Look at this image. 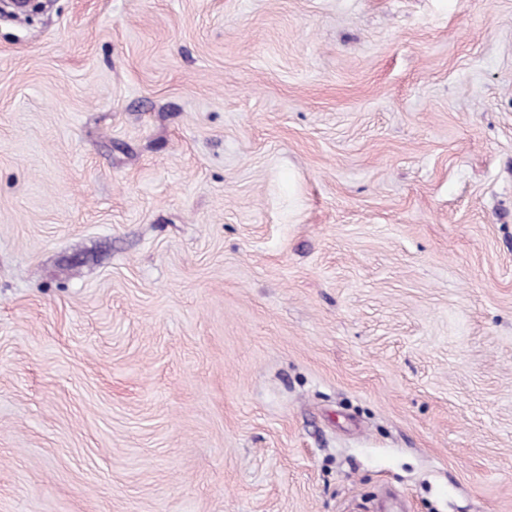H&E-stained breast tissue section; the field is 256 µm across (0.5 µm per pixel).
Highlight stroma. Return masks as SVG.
Returning a JSON list of instances; mask_svg holds the SVG:
<instances>
[{
  "label": "stroma",
  "instance_id": "stroma-1",
  "mask_svg": "<svg viewBox=\"0 0 512 512\" xmlns=\"http://www.w3.org/2000/svg\"><path fill=\"white\" fill-rule=\"evenodd\" d=\"M0 12V512H512V0Z\"/></svg>",
  "mask_w": 512,
  "mask_h": 512
}]
</instances>
